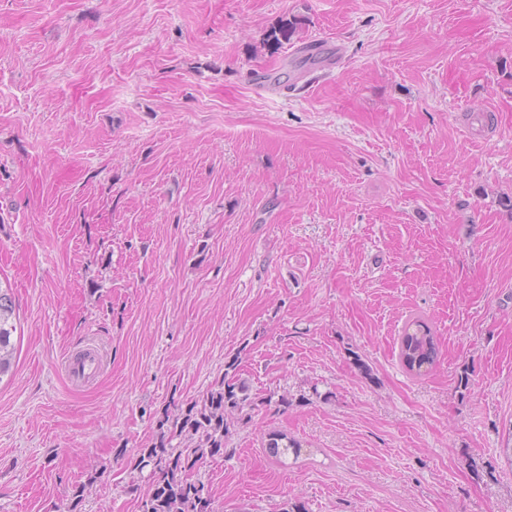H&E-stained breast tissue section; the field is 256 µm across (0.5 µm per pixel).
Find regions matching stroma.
<instances>
[{
	"label": "stroma",
	"instance_id": "1",
	"mask_svg": "<svg viewBox=\"0 0 512 512\" xmlns=\"http://www.w3.org/2000/svg\"><path fill=\"white\" fill-rule=\"evenodd\" d=\"M507 197L512 0H0V512H139L232 361L264 403L192 473L215 512H512ZM9 288H0V378L9 372L14 358L12 337L17 330L15 305ZM438 349L431 324L423 317H413L403 326L398 338V358L415 375L428 372L436 362ZM100 365V355L93 346H87L72 356L69 369L72 377L79 381L88 380ZM301 444L295 439L288 438V435L281 432H272L268 435L267 443L265 445L266 451L270 457L280 464H285L282 460L283 457L288 455L291 450L296 458L299 457Z\"/></svg>",
	"mask_w": 512,
	"mask_h": 512
}]
</instances>
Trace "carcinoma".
Returning <instances> with one entry per match:
<instances>
[{"instance_id": "cac0c4a2", "label": "carcinoma", "mask_w": 512, "mask_h": 512, "mask_svg": "<svg viewBox=\"0 0 512 512\" xmlns=\"http://www.w3.org/2000/svg\"><path fill=\"white\" fill-rule=\"evenodd\" d=\"M15 305L9 289L0 288V377L9 372L14 358L12 337L16 332ZM438 349L431 324L413 317L398 338V358L410 373L422 375L436 362ZM233 375L207 391L199 400L160 422V433L151 445L141 449L136 469L150 468L149 488L140 502V512H214L211 496L203 495L205 485L191 479L200 460L226 453L231 425L251 420L258 397L245 379L234 375L236 362L227 365ZM177 444H172V441ZM301 444L281 432L268 435L265 445L270 457L299 455Z\"/></svg>"}]
</instances>
